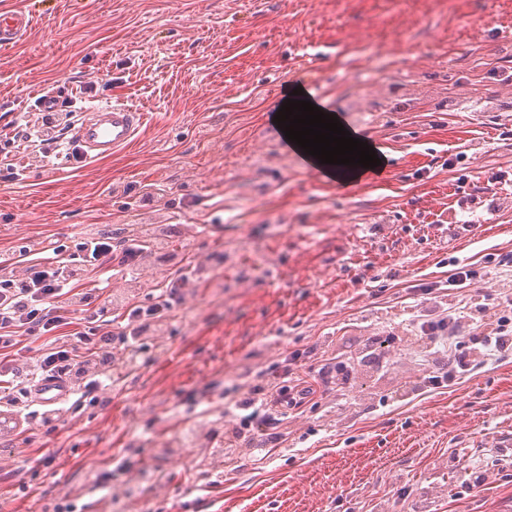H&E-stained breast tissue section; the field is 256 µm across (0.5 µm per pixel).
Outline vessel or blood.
<instances>
[{
  "label": "vessel or blood",
  "mask_w": 512,
  "mask_h": 512,
  "mask_svg": "<svg viewBox=\"0 0 512 512\" xmlns=\"http://www.w3.org/2000/svg\"><path fill=\"white\" fill-rule=\"evenodd\" d=\"M32 23V14L25 10L0 12V49L20 43ZM143 122V113L117 101L91 109L77 127L79 161L107 158L128 147L137 140Z\"/></svg>",
  "instance_id": "obj_1"
}]
</instances>
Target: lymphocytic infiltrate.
<instances>
[{
	"label": "lymphocytic infiltrate",
	"instance_id": "1",
	"mask_svg": "<svg viewBox=\"0 0 512 512\" xmlns=\"http://www.w3.org/2000/svg\"><path fill=\"white\" fill-rule=\"evenodd\" d=\"M151 246L141 242L136 228L124 241L111 231L77 237L48 236L38 246H18L9 258L14 269L0 275V432L38 426L56 430L67 412L79 411L85 399L105 390V367L112 362L115 344H122L130 359H137L140 336L165 320L182 288L193 279L192 267L145 301L114 297L101 288V277L139 265ZM475 331L474 341L462 328ZM420 347L429 370L427 383L440 386L484 367L490 357L512 356V318L487 327L473 320L462 324L455 308L421 325ZM397 336L369 337L352 363L321 368L322 380H349L358 368L383 364ZM35 345L36 354L22 358L21 343ZM47 378H60L70 387L69 407H47L36 402L34 390ZM285 394L280 385L253 388L249 397L235 401L243 429L273 430L274 410Z\"/></svg>",
	"mask_w": 512,
	"mask_h": 512
}]
</instances>
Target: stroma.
Returning <instances> with one entry per match:
<instances>
[{
  "instance_id": "stroma-1",
  "label": "stroma",
  "mask_w": 512,
  "mask_h": 512,
  "mask_svg": "<svg viewBox=\"0 0 512 512\" xmlns=\"http://www.w3.org/2000/svg\"><path fill=\"white\" fill-rule=\"evenodd\" d=\"M22 6L38 20L0 52V139L50 85L75 110L121 94L146 120L94 162L15 149L26 177L0 183V255L163 224L139 275L157 286L190 264L195 282L115 386L55 431L0 440V512H80L91 488L104 512H512V356L415 389L407 342L410 305L493 322L512 289V87L495 75L512 0H0ZM307 69L319 103L385 148L382 175L321 182L285 147L271 115ZM146 190L154 202L125 209ZM456 263L476 278L449 286ZM386 330L406 339L388 370L318 382ZM288 363L317 392L278 410L273 449L199 470L239 431L225 405ZM470 461L486 471L475 495Z\"/></svg>"
}]
</instances>
